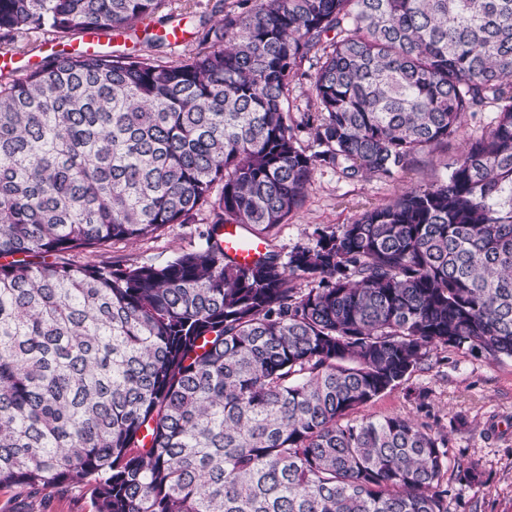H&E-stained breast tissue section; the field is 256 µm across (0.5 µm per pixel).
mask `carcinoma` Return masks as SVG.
<instances>
[{
	"instance_id": "1",
	"label": "carcinoma",
	"mask_w": 512,
	"mask_h": 512,
	"mask_svg": "<svg viewBox=\"0 0 512 512\" xmlns=\"http://www.w3.org/2000/svg\"><path fill=\"white\" fill-rule=\"evenodd\" d=\"M171 6L0 0V46L128 35ZM489 106L445 179L281 261L317 169L391 179ZM203 213L164 262L76 260ZM228 224L261 257L225 254ZM439 346L512 359V0H215L175 58L64 48L0 75V489L448 512V435L350 418Z\"/></svg>"
}]
</instances>
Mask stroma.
Masks as SVG:
<instances>
[{
	"label": "stroma",
	"mask_w": 512,
	"mask_h": 512,
	"mask_svg": "<svg viewBox=\"0 0 512 512\" xmlns=\"http://www.w3.org/2000/svg\"><path fill=\"white\" fill-rule=\"evenodd\" d=\"M493 111L464 118L458 137L448 147L418 155L401 178L368 177L358 182L341 179L335 170L316 171L301 209L280 225L275 243L281 254L295 246H314L317 232L351 223L363 206L390 201L401 190L446 177L448 163L462 140L480 135ZM202 222L174 225L159 237L114 245L110 258L117 264L158 263L199 242ZM409 416L447 433L450 438L448 512H512V359L495 360L481 353L448 347L431 349L408 381L361 407L357 418ZM468 426L457 429L458 419ZM476 464L484 483L460 482L457 464Z\"/></svg>",
	"instance_id": "obj_1"
}]
</instances>
